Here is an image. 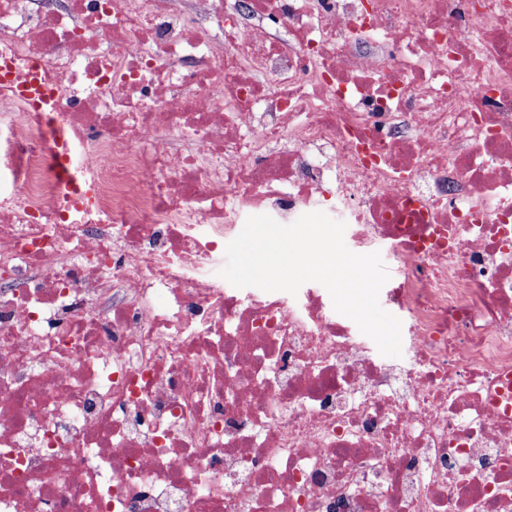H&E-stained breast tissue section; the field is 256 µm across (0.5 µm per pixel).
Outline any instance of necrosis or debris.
I'll return each mask as SVG.
<instances>
[{"label": "necrosis or debris", "instance_id": "necrosis-or-debris-1", "mask_svg": "<svg viewBox=\"0 0 512 512\" xmlns=\"http://www.w3.org/2000/svg\"><path fill=\"white\" fill-rule=\"evenodd\" d=\"M3 66L0 512H512V0H0ZM312 209L409 362L218 275Z\"/></svg>", "mask_w": 512, "mask_h": 512}]
</instances>
